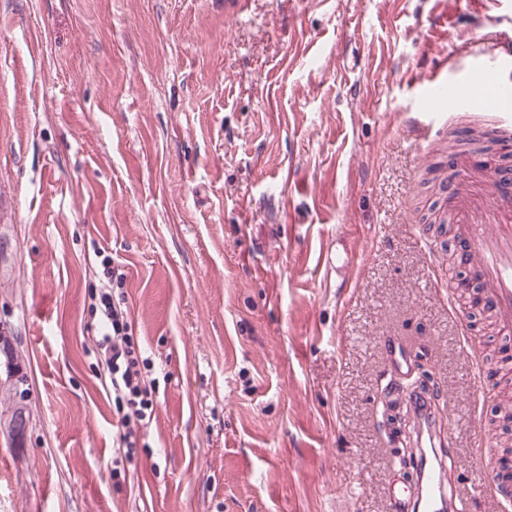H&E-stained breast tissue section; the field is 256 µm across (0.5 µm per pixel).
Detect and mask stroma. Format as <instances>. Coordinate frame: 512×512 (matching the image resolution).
<instances>
[{"label":"stroma","mask_w":512,"mask_h":512,"mask_svg":"<svg viewBox=\"0 0 512 512\" xmlns=\"http://www.w3.org/2000/svg\"><path fill=\"white\" fill-rule=\"evenodd\" d=\"M0 0V323L30 424L0 512H393L401 348L450 417L471 512L512 472L491 321L459 310L448 134L413 120L442 61L512 34L494 0ZM352 254L328 272V248ZM126 275L154 388L132 461L101 377L95 249Z\"/></svg>","instance_id":"stroma-1"}]
</instances>
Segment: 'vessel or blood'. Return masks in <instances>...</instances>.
Wrapping results in <instances>:
<instances>
[{
	"mask_svg": "<svg viewBox=\"0 0 512 512\" xmlns=\"http://www.w3.org/2000/svg\"><path fill=\"white\" fill-rule=\"evenodd\" d=\"M512 61V38L491 51L475 52L470 66L456 76H432L424 105V134H431L437 113L481 109L489 111L488 132L512 133V79L501 69ZM457 236L467 247L463 261L476 283L485 285V303L504 335H512V194L503 189L484 195L482 189L453 192ZM419 452V489L415 496L395 499L393 512H467L469 502L447 479V431L437 420L430 400L410 396Z\"/></svg>",
	"mask_w": 512,
	"mask_h": 512,
	"instance_id": "obj_1",
	"label": "vessel or blood"
}]
</instances>
